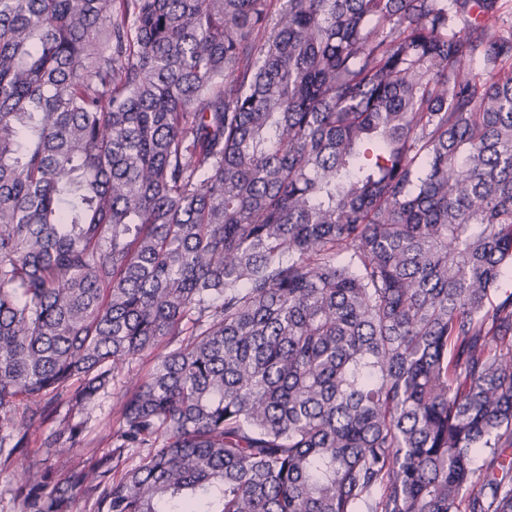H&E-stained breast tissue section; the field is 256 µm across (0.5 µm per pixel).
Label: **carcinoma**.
I'll use <instances>...</instances> for the list:
<instances>
[{
    "label": "carcinoma",
    "mask_w": 512,
    "mask_h": 512,
    "mask_svg": "<svg viewBox=\"0 0 512 512\" xmlns=\"http://www.w3.org/2000/svg\"><path fill=\"white\" fill-rule=\"evenodd\" d=\"M269 2L0 0L22 512H512L499 0ZM161 346L60 477L56 399Z\"/></svg>",
    "instance_id": "obj_1"
}]
</instances>
